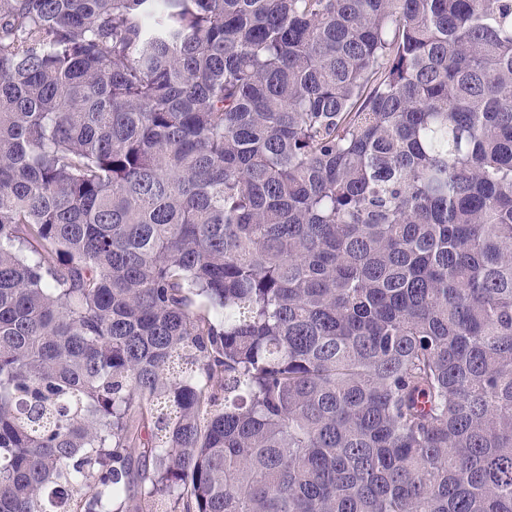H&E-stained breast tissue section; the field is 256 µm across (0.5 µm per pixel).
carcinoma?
<instances>
[{
  "label": "carcinoma",
  "instance_id": "cac0c4a2",
  "mask_svg": "<svg viewBox=\"0 0 512 512\" xmlns=\"http://www.w3.org/2000/svg\"><path fill=\"white\" fill-rule=\"evenodd\" d=\"M0 512H512V0H0Z\"/></svg>",
  "mask_w": 512,
  "mask_h": 512
}]
</instances>
